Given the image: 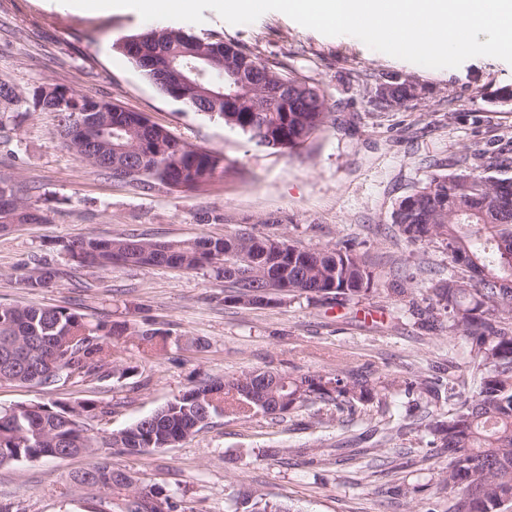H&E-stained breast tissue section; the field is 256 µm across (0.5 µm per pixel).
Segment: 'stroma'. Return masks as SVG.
<instances>
[{"label":"stroma","mask_w":512,"mask_h":512,"mask_svg":"<svg viewBox=\"0 0 512 512\" xmlns=\"http://www.w3.org/2000/svg\"><path fill=\"white\" fill-rule=\"evenodd\" d=\"M203 15L193 32L237 43L260 62H283L320 88L332 108L327 125L296 150L256 146L161 94L116 48L119 38L150 30L139 14L0 0V79L26 93L61 84L114 101L224 159L222 173L189 192L116 181L60 147L54 113L0 102V174L46 216L0 232V304L62 305L91 320L148 325L179 338L164 356L128 336L112 342L113 362L136 368L129 378L92 385L112 405L106 426L113 430L202 380L253 370L302 375L351 367L378 383L423 374L440 395L437 404L399 386L386 403L355 404L340 422L311 405L281 421L227 413L176 447L105 454L141 486L185 496L195 512H224L230 490L242 487L262 488L298 512H445L434 473L448 458L432 457L419 469L429 444L413 422L430 410L447 416L448 366L464 357L432 292L451 264L442 244L408 243L393 213L432 171L449 175L512 156V101L500 99L512 88V64L479 56L433 69L350 35H323L278 11L238 25L209 9ZM389 71L421 87L422 98L394 111L374 109L361 78ZM240 232L304 248L350 246L373 263L377 290L357 302L284 296L244 307L228 302V287L206 268L102 269L66 250L86 236L178 241ZM38 264L63 278L49 289L27 288L22 277ZM197 337L205 350L192 347ZM390 459L401 465L397 474L387 471ZM84 465L81 458L0 465V512H92V492L67 480Z\"/></svg>","instance_id":"35a3bbf8"}]
</instances>
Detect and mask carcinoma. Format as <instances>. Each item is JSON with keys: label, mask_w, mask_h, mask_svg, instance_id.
<instances>
[{"label": "carcinoma", "mask_w": 512, "mask_h": 512, "mask_svg": "<svg viewBox=\"0 0 512 512\" xmlns=\"http://www.w3.org/2000/svg\"><path fill=\"white\" fill-rule=\"evenodd\" d=\"M169 50L185 65L197 61L204 46L234 51V58L247 67L248 81L261 89L283 82L295 93L296 112H226L220 101L210 109L202 108L191 96L181 104L192 112L213 117L239 130L259 146L295 149L323 127L331 110L323 94L306 80L284 70L281 63H262L237 44L215 36L199 38L184 31L153 30ZM393 86L394 99L376 100L380 109H397L410 100L412 83L396 72L386 73ZM0 100L24 102L35 107V95L25 96L6 81H0ZM88 96L70 91L69 104L57 109L60 145L71 151L66 133L76 123L79 109ZM126 129L115 130V137L131 147L141 146L140 122L147 117L122 110ZM203 162L184 176L189 189L209 182L223 168V159L204 151ZM132 182L148 185L158 182L172 186L169 159L150 158L138 171L126 176ZM502 179L473 168L452 175H432L398 203L394 223L413 244L434 240L445 243L448 257L460 274L433 286V292L451 320L454 338L467 352L465 361L448 374V400L454 407L448 417H435L424 425L431 445L448 454V465L438 472L436 487L448 500L446 512H504L503 503L512 508V179ZM485 192L489 203L476 204L472 189ZM266 235L226 234L221 238L203 237L208 246L197 254L186 241H153L134 235L103 239L89 236L66 246L71 257L84 263L82 255L96 252L100 266L117 264L139 266L171 265L185 270L212 267L215 277L231 288L228 299L244 306H262L275 297L259 293L260 284L272 274L274 257L266 254ZM283 246L281 266L288 270V294L306 295L338 303L363 298L373 292L376 274L365 259L351 248L334 246L299 248L278 240ZM59 272L38 267L25 277L29 288H46L57 281ZM137 339L150 351L165 353L178 346V340L158 328L131 327L127 323L91 322L85 315L65 306L39 307L29 304L0 305V383L58 390L66 385L79 386L93 380L125 379L136 368L110 360L111 339L122 335ZM248 374L219 381L206 380L174 397L165 405L118 431L111 441L98 440L89 433L84 420L99 421L112 415V405L94 398H80L43 404L36 410L21 408L4 419L0 408V465L37 458L58 459L61 449L72 458L83 457L86 466L71 473L76 488L101 492L97 478L112 477L109 495L100 500L101 512H194L184 498L161 487L151 493L163 505L158 511L140 500L138 490L122 479L123 470L99 454L107 444L125 452L172 448L199 433L225 409L242 418L265 414L288 394L281 406L283 417L290 411L316 401L333 404L336 409L353 402L382 401L394 379L377 389L366 377L350 371L336 374H308L294 378L288 391L267 383L242 396ZM233 512H291L271 502L257 489H237L230 494Z\"/></svg>", "instance_id": "1"}]
</instances>
